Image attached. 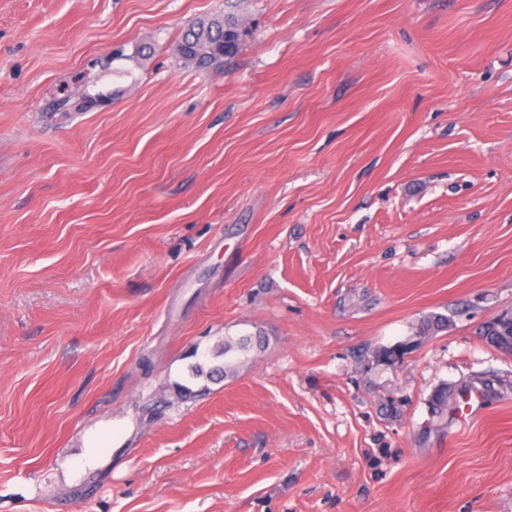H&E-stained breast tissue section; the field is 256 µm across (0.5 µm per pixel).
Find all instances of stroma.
<instances>
[{
  "mask_svg": "<svg viewBox=\"0 0 512 512\" xmlns=\"http://www.w3.org/2000/svg\"><path fill=\"white\" fill-rule=\"evenodd\" d=\"M510 310L512 0H0V512H512ZM212 19L214 23L207 28L198 29L188 26L178 42V48L181 47L183 50L181 57L183 59L184 57H193L194 63L199 69H207L221 63L224 57L236 53L240 43L233 49L226 50L225 37L233 34L235 30H245L239 17L233 14ZM222 25L223 28L218 29ZM84 91L79 97L65 95L57 97L53 100L51 107L54 112H84L96 105V98L101 100L100 95L92 96ZM86 94V95H85ZM508 313L497 319H490L482 326V336L485 341L493 347H496L500 338L512 336V315L507 318ZM251 337L248 335L239 337L237 339L233 338H225L224 342L220 344L218 349L213 353V357H221L224 356V359L227 357L228 360H224L223 369H216L224 372L227 375L228 372H232L237 365V362L240 360L237 359V362H233L231 359L238 354H246L249 351L251 345Z\"/></svg>",
  "mask_w": 512,
  "mask_h": 512,
  "instance_id": "35a3bbf8",
  "label": "stroma"
}]
</instances>
